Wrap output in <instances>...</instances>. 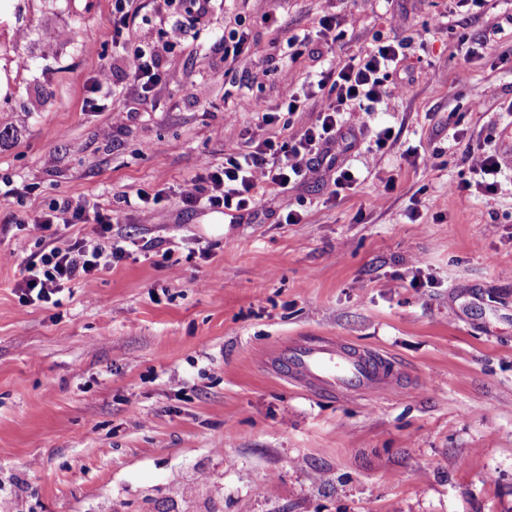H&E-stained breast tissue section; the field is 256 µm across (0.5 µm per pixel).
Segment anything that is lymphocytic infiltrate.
<instances>
[{
	"label": "lymphocytic infiltrate",
	"mask_w": 512,
	"mask_h": 512,
	"mask_svg": "<svg viewBox=\"0 0 512 512\" xmlns=\"http://www.w3.org/2000/svg\"><path fill=\"white\" fill-rule=\"evenodd\" d=\"M181 33L180 26L171 25L162 46L139 45L125 55L123 66L141 89L149 90L160 84L161 55L170 52L179 42ZM403 49V42L381 41L365 53L322 70L316 86L326 91L327 100L319 104L315 123L290 143L279 145L269 138L251 137L246 150L225 158L223 165L204 164L202 174L181 184L182 204L187 207L202 204L227 212L248 211L254 208L258 191L268 188L282 193L316 166H335L336 152L347 148L344 112L353 107L362 112L373 111L384 96L392 94L388 81L401 61ZM466 160L474 179L459 182L457 191L476 189L487 196L497 194L501 162L491 141L471 148ZM111 221V216L67 199L28 222L27 229L32 237L43 240L55 237L58 227L90 222L99 224L106 233L111 229ZM122 257V251L108 243L66 239L28 264L27 275L20 286L27 300L46 301L64 284L90 278L111 268Z\"/></svg>",
	"instance_id": "f902f5d3"
}]
</instances>
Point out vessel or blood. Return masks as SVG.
<instances>
[{
	"label": "vessel or blood",
	"instance_id": "b4317fda",
	"mask_svg": "<svg viewBox=\"0 0 512 512\" xmlns=\"http://www.w3.org/2000/svg\"><path fill=\"white\" fill-rule=\"evenodd\" d=\"M269 365L289 381L339 397H368L402 385L389 358L334 337L293 339L270 356Z\"/></svg>",
	"mask_w": 512,
	"mask_h": 512
}]
</instances>
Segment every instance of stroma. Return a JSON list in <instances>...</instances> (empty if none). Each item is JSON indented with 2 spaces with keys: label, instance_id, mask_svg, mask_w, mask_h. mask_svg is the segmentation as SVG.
Segmentation results:
<instances>
[{
  "label": "stroma",
  "instance_id": "obj_1",
  "mask_svg": "<svg viewBox=\"0 0 512 512\" xmlns=\"http://www.w3.org/2000/svg\"><path fill=\"white\" fill-rule=\"evenodd\" d=\"M129 10L117 39L112 0H0V512H512V163L497 195L448 190L470 146L508 148L512 0H212L199 24ZM349 12L355 30L326 44L320 19ZM176 20L160 88L134 92L126 50ZM234 32L242 55L212 51ZM379 38L409 40L392 76L407 91L351 114L338 162L355 189L321 170L242 214L183 206L202 161L316 118L264 126L240 99L278 111L283 79L309 91ZM471 82L496 98L473 106ZM139 190L160 196L152 222L123 202ZM66 198L114 214L124 257L26 302L48 244L24 224ZM291 209L302 223H281ZM299 336L384 353L406 393H311L262 365Z\"/></svg>",
  "mask_w": 512,
  "mask_h": 512
}]
</instances>
